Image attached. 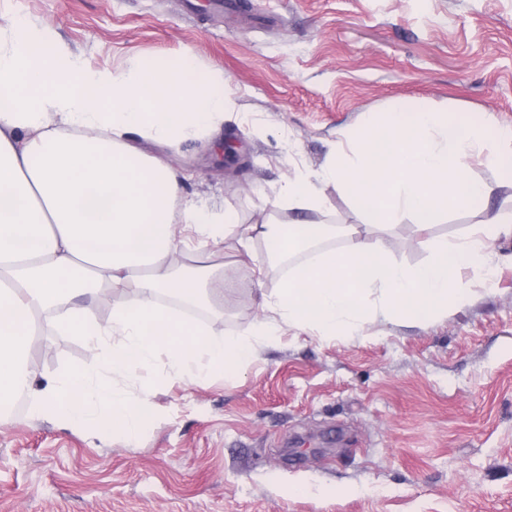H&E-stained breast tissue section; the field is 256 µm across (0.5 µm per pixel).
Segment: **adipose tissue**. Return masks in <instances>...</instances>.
Returning a JSON list of instances; mask_svg holds the SVG:
<instances>
[{
	"label": "adipose tissue",
	"mask_w": 512,
	"mask_h": 512,
	"mask_svg": "<svg viewBox=\"0 0 512 512\" xmlns=\"http://www.w3.org/2000/svg\"><path fill=\"white\" fill-rule=\"evenodd\" d=\"M225 109L223 72L200 69L190 55L173 64L93 68L51 31L0 15V409L25 393L38 416L130 444L148 425L146 399L120 383L133 371L163 358L177 376L201 382L250 361L280 325L354 336L372 315L446 314L465 298L460 270L491 273L490 243L512 232V212L496 213L462 241L430 239L431 260L415 267L349 227L262 224L257 231L272 259L336 232L348 245L288 275L272 305L277 321L218 336L170 315L159 294L189 303L205 288L202 274L170 262L176 227L205 248L232 234L238 218L184 202L170 162L145 155L130 138L174 147L215 130ZM492 136L481 124L458 130L426 102L396 104L368 114L319 170L286 178L279 198L317 209L320 184L333 182L371 226L410 216L425 227L491 194L492 185L472 174L475 158L512 182V147L487 152ZM103 283L139 294L106 323L77 301ZM42 316L107 351L105 365L35 386L19 352Z\"/></svg>",
	"instance_id": "1"
}]
</instances>
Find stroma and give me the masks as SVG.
<instances>
[{"label":"stroma","mask_w":512,"mask_h":512,"mask_svg":"<svg viewBox=\"0 0 512 512\" xmlns=\"http://www.w3.org/2000/svg\"><path fill=\"white\" fill-rule=\"evenodd\" d=\"M0 0V14L50 29L96 68L191 54L221 68L218 133L166 152L182 196L234 210L242 228L277 220L371 228L335 184L320 211L271 208L283 179L319 169L366 113L423 100L454 120L512 127V0ZM236 154L225 158V145ZM512 208V185L430 229L381 230L389 256L430 258L487 212ZM330 237L284 261L261 241L174 251L207 258L210 302L189 309L215 335L270 316L289 270L344 247ZM494 273H461L467 299L446 315L369 317L360 335L283 328L254 358L199 384L166 360L136 371L150 424L131 445L33 416L0 413V512H512V234L491 250ZM36 382L96 367L105 354L46 328L32 337Z\"/></svg>","instance_id":"35a3bbf8"}]
</instances>
